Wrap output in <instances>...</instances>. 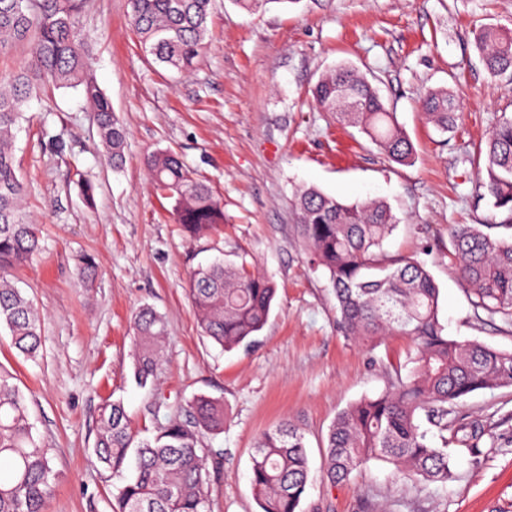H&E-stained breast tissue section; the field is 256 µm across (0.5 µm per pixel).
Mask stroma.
<instances>
[{"instance_id":"stroma-1","label":"stroma","mask_w":512,"mask_h":512,"mask_svg":"<svg viewBox=\"0 0 512 512\" xmlns=\"http://www.w3.org/2000/svg\"><path fill=\"white\" fill-rule=\"evenodd\" d=\"M512 29V0H298L247 11L214 0L209 41L186 75L157 64L133 31L127 0H88L82 38L91 74L127 129L126 162L113 171L80 91L31 98L17 133L25 207L42 252L15 272L40 313L43 348L24 359L0 326V366L22 391L41 447L57 475L48 512H110L123 482L93 448L105 402L125 407L135 440L168 420L190 422L201 395L224 404V430L200 434L223 452L211 512H258L251 458L261 434L283 422L305 438L311 485L301 512H512V387L480 390L448 416L453 428L485 431L480 455L446 447L447 483L402 488L392 468L369 463L351 481L323 470L337 414L406 378L410 341L360 346L336 327L328 275L304 254L293 193L314 186L351 204L387 202L399 220L388 258L425 261L440 290L448 336L512 349V324L477 310L452 256L458 224H496L483 198L479 145L512 115V76L485 70L473 44L479 27ZM353 64L378 86L415 147L391 161L358 128L309 100L330 68ZM445 87L458 105L453 130L425 119L424 93ZM177 154L224 202L223 234L191 238L171 218L144 168L148 153ZM93 186L85 199L83 182ZM94 256L85 283L76 257ZM246 260L276 285L275 306L250 349L226 351L203 336L187 288L198 264ZM153 307L167 323L152 385L132 375V317Z\"/></svg>"}]
</instances>
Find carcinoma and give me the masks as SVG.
Instances as JSON below:
<instances>
[{"instance_id": "1", "label": "carcinoma", "mask_w": 512, "mask_h": 512, "mask_svg": "<svg viewBox=\"0 0 512 512\" xmlns=\"http://www.w3.org/2000/svg\"><path fill=\"white\" fill-rule=\"evenodd\" d=\"M213 0H128L133 30L154 61L183 73L192 70L208 45ZM85 0H0V55L25 43L34 50L7 77L0 76V324L28 359L42 348L40 320L11 269L41 248L40 229L22 208L25 192L15 156V130L23 106L47 88L81 89L92 104L107 162L123 164L127 130L90 73L81 38ZM486 70L512 76V30L482 27L474 36ZM312 102L339 121L359 128L391 160L407 164L414 146L378 89L349 65L324 74ZM426 119L454 128L456 105L448 89L423 97ZM144 165L156 191L171 202V217L197 236L224 224V207L196 180L178 156L153 152ZM483 187L492 207L505 215L493 236L483 224L452 231L453 256L476 308L512 322V117L491 132L485 150ZM294 207L306 250L326 270L336 300L338 324L348 338L372 343L405 336L416 345L406 379L373 397L349 404L332 423L326 446L327 477L350 479L371 462L393 467L406 486L452 477L448 453L432 445L422 421L448 430V407L476 391L512 387V350L476 340L458 341L439 319V288L415 258L387 259L383 244L398 220L383 200L344 204L310 186L296 190ZM276 294L274 283L245 262L218 259L195 269L188 296L201 332L226 351L248 349L265 325ZM163 317L145 307L133 318L132 369L147 384L161 359ZM194 425L171 419L151 440L131 447L126 412L103 404L94 454L101 466L124 476L112 512H211L210 488L221 477L222 453L198 447L201 432L224 429V405L206 396L192 404ZM26 400L13 375L0 369V512H47L56 473L48 450L33 436ZM483 432L453 440L480 453ZM302 434L284 423L263 433L252 457L250 483L260 512H300L309 481Z\"/></svg>"}]
</instances>
